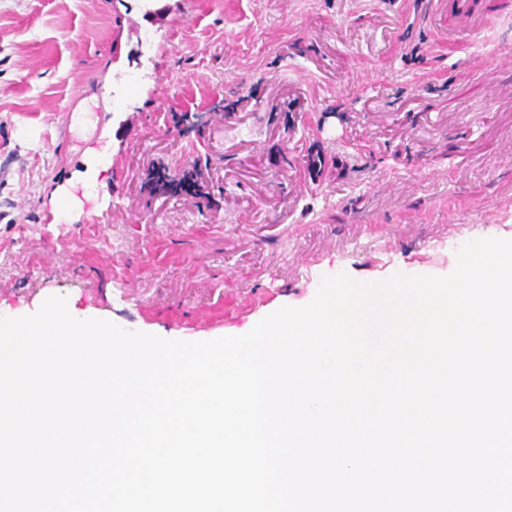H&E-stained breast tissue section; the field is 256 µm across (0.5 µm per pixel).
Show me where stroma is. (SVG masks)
<instances>
[{"label":"stroma","instance_id":"stroma-1","mask_svg":"<svg viewBox=\"0 0 512 512\" xmlns=\"http://www.w3.org/2000/svg\"><path fill=\"white\" fill-rule=\"evenodd\" d=\"M479 11L456 33L448 0H0V317L62 295L211 340L323 277L446 276L457 243L512 239V0ZM159 161L209 199L149 195ZM74 184L95 201L59 217Z\"/></svg>","mask_w":512,"mask_h":512}]
</instances>
